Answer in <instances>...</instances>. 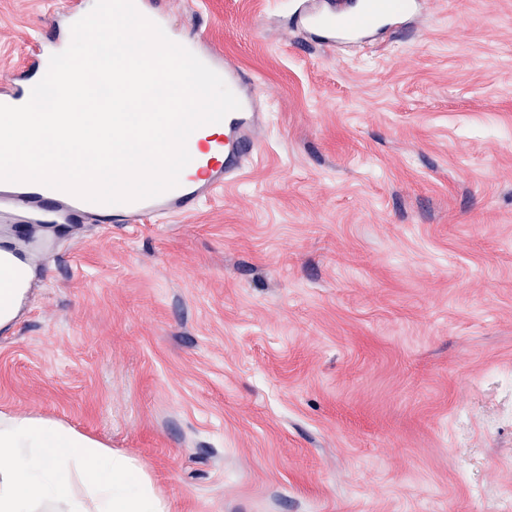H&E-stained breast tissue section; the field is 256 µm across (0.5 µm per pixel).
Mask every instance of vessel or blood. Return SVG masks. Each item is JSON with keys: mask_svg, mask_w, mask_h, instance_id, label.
<instances>
[{"mask_svg": "<svg viewBox=\"0 0 512 512\" xmlns=\"http://www.w3.org/2000/svg\"><path fill=\"white\" fill-rule=\"evenodd\" d=\"M423 0H331L321 13L310 16V25L329 40L361 43L369 30L387 26L393 35H402L400 19L420 10ZM184 45L199 52L201 60L215 70L238 97L241 107L218 123L210 124V142L191 134L187 149L191 161L180 176V183L160 196L123 204H100L82 200L68 192L36 182L0 181V223L28 224H148L169 213L187 214L224 184L238 179L255 159L259 146L256 127L254 80L220 57L200 52L197 41ZM43 253L33 240L0 238V288L14 285L16 273L31 276Z\"/></svg>", "mask_w": 512, "mask_h": 512, "instance_id": "obj_1", "label": "vessel or blood"}]
</instances>
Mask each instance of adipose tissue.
<instances>
[{"label": "adipose tissue", "instance_id": "adipose-tissue-1", "mask_svg": "<svg viewBox=\"0 0 512 512\" xmlns=\"http://www.w3.org/2000/svg\"><path fill=\"white\" fill-rule=\"evenodd\" d=\"M0 512H171L138 460L52 419L0 415Z\"/></svg>", "mask_w": 512, "mask_h": 512}]
</instances>
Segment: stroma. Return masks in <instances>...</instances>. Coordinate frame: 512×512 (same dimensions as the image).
<instances>
[{
  "instance_id": "1",
  "label": "stroma",
  "mask_w": 512,
  "mask_h": 512,
  "mask_svg": "<svg viewBox=\"0 0 512 512\" xmlns=\"http://www.w3.org/2000/svg\"><path fill=\"white\" fill-rule=\"evenodd\" d=\"M296 0H167L253 76L236 183L59 225L0 411L137 458L172 512H512V0L322 47ZM65 0H0V82Z\"/></svg>"
}]
</instances>
